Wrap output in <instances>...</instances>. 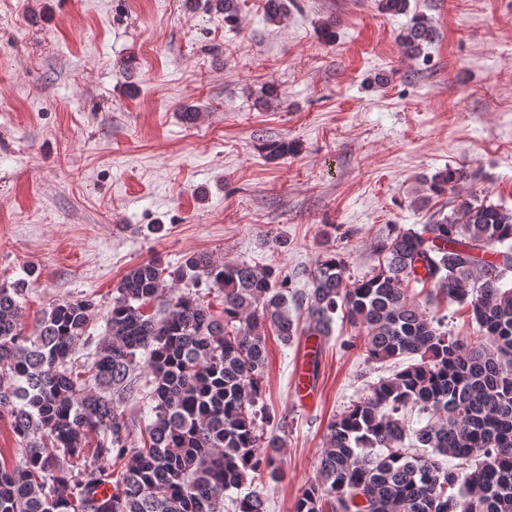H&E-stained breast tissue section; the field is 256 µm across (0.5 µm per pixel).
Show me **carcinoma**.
I'll return each instance as SVG.
<instances>
[{"mask_svg":"<svg viewBox=\"0 0 512 512\" xmlns=\"http://www.w3.org/2000/svg\"><path fill=\"white\" fill-rule=\"evenodd\" d=\"M207 2L238 23V0ZM291 6L298 0H265V17L275 23ZM433 38L417 14L398 43L417 55ZM264 151L274 161L298 144ZM469 177L446 167L428 190L440 197ZM380 254L353 284L343 258L322 256L307 292L271 265L194 254L169 270L150 259L122 277L106 313L90 297L55 299L30 332L25 282L1 285L0 420L21 463L0 455V512H224L226 494L246 485L234 512H266L259 486L280 477L284 447L261 404L266 337L303 336L318 354L339 312L358 329L345 346L409 363L330 421L318 478L295 512L327 502L332 512H512V211L457 195L451 214L394 230ZM202 280L222 296L223 315L194 291ZM415 284L469 306L486 343L444 328L410 294ZM291 304L306 310L304 325ZM100 318L104 336L81 364L78 346ZM140 394L151 419L130 423L120 404ZM415 410L429 415L420 428L409 427Z\"/></svg>","mask_w":512,"mask_h":512,"instance_id":"cac0c4a2","label":"carcinoma"}]
</instances>
